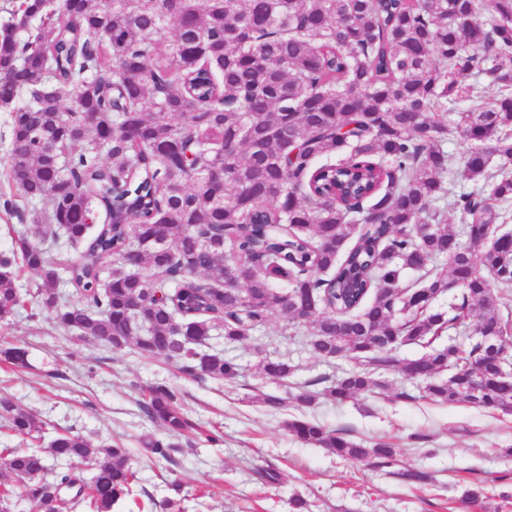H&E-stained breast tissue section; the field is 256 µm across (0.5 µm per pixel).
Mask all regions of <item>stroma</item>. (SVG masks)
Here are the masks:
<instances>
[{
  "label": "stroma",
  "mask_w": 512,
  "mask_h": 512,
  "mask_svg": "<svg viewBox=\"0 0 512 512\" xmlns=\"http://www.w3.org/2000/svg\"><path fill=\"white\" fill-rule=\"evenodd\" d=\"M9 115L0 110V255L10 252L13 228L21 217L47 210V202L27 203L8 179ZM11 200L15 211L4 208ZM283 318L272 315L262 335L230 348L243 371L227 381L188 376L160 357L134 346L109 350L77 342L56 327L51 311L27 303L11 321L0 323V348L24 346L29 364L15 367L0 359V395L32 411L49 429L73 428L93 444L126 448L137 476V496L112 512H167L162 502L179 480L186 512H294L291 496L303 498L306 512H472L462 494L481 482L485 512H512V414L427 400L394 402L384 395L342 404L320 399L298 406V385L321 374H336L346 361H324L303 349L307 328L282 334ZM288 358L297 370L285 382L262 377L256 349ZM162 383L177 391L195 427L176 440L172 460L155 458L144 436L163 430L141 409L145 390ZM264 392L284 398L280 409L256 401ZM307 418L372 445L394 444L392 469L368 461L346 462L303 444L284 427ZM220 430L221 442L205 433ZM278 483H270L266 469ZM425 472L422 481L404 478Z\"/></svg>",
  "instance_id": "stroma-1"
}]
</instances>
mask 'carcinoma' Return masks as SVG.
Returning a JSON list of instances; mask_svg holds the SVG:
<instances>
[{
  "mask_svg": "<svg viewBox=\"0 0 512 512\" xmlns=\"http://www.w3.org/2000/svg\"><path fill=\"white\" fill-rule=\"evenodd\" d=\"M464 94L480 103L453 120ZM0 109L13 186L50 205L0 258V322L25 306L18 263L75 339L132 343L196 378L240 374L235 358L202 351L213 332L239 343L278 313L285 334L310 328L317 357L354 363L304 383L302 405L414 371L416 391L393 398L512 413L499 368L512 358V232L499 209L512 200V0L481 14L472 0H14L0 22ZM452 129L470 143L473 186L458 194L445 181ZM49 237L79 259L54 261ZM455 288L450 310L434 306ZM413 345L425 352L398 356ZM0 354L27 364L21 347ZM258 354L268 379L296 371ZM143 411L166 433L146 448L170 459L171 438L192 427L177 393L150 388ZM0 417L44 438L45 423L6 397ZM286 427L344 460L395 461L388 443L305 418ZM0 469L19 482L0 481V512L20 500L60 512L65 492L74 508L112 512L136 481L126 449L70 430L45 448H0Z\"/></svg>",
  "mask_w": 512,
  "mask_h": 512,
  "instance_id": "obj_1",
  "label": "carcinoma"
}]
</instances>
